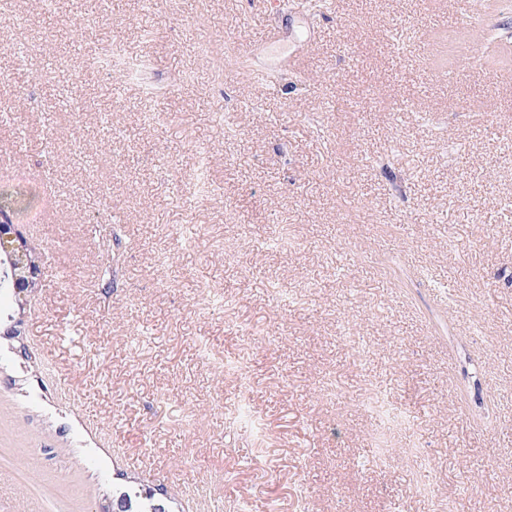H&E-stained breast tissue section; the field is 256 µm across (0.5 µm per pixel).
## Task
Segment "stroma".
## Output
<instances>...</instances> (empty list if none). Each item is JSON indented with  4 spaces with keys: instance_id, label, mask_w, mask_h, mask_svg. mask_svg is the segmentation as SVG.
<instances>
[{
    "instance_id": "obj_1",
    "label": "stroma",
    "mask_w": 512,
    "mask_h": 512,
    "mask_svg": "<svg viewBox=\"0 0 512 512\" xmlns=\"http://www.w3.org/2000/svg\"><path fill=\"white\" fill-rule=\"evenodd\" d=\"M285 3L264 47L262 0H0V174L48 196L15 219L37 286L0 288V512L131 486L166 512H433L374 462V388L452 512H512V67L472 62L512 35L500 0ZM111 44L139 79L95 68Z\"/></svg>"
}]
</instances>
